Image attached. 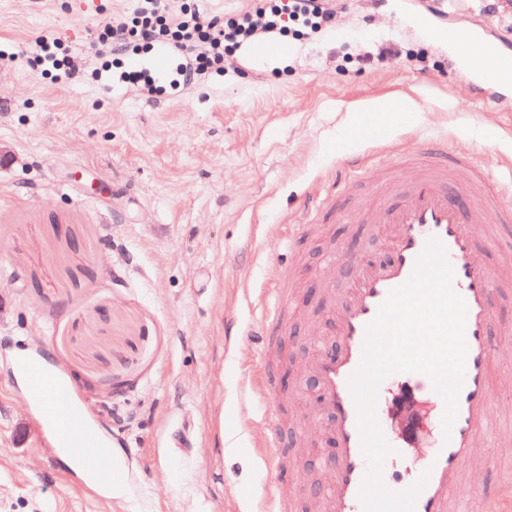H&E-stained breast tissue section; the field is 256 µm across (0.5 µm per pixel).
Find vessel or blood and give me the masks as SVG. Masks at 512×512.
I'll use <instances>...</instances> for the list:
<instances>
[{"label": "vessel or blood", "instance_id": "1", "mask_svg": "<svg viewBox=\"0 0 512 512\" xmlns=\"http://www.w3.org/2000/svg\"><path fill=\"white\" fill-rule=\"evenodd\" d=\"M454 43L461 49L458 61L470 71L476 94L488 93L496 99L512 96V57H502L499 42L475 27L460 32ZM488 57L500 59L505 70L500 80L483 75L481 62ZM170 61V50L159 47L149 58H135L131 64L161 78ZM404 161L410 174L397 182L392 193L377 203L360 194L352 204L351 223L363 225L366 238L378 243L382 259L362 261L339 246L326 262L331 274L348 268L352 275L347 288L327 284L322 312L330 334L305 360L306 373L317 388L315 414L326 436L328 460L334 465L321 495L323 512H365L360 489L369 464L349 379L360 366L368 325L390 292L409 279L433 237L446 249L454 271L452 288L467 307V355L457 417L450 435H437L433 451L422 463L430 475L415 512H469L474 501L479 512H512V479L487 495L469 482L466 471L478 440L494 445L499 436L492 418L496 394L490 375L495 338L505 326L494 303L496 278L485 252L491 241L512 242V205L502 203L504 196H512V182L492 178L474 154L454 152L444 143L416 147ZM275 296L274 306L249 331L257 344L253 360L257 372L267 369L271 330L280 325L293 293L283 286ZM13 368L22 375L29 400L48 419L52 438H64L73 468L99 489H111L123 480L125 467L109 442L97 439L83 408L73 401L70 386L51 376L32 355L16 356ZM281 442V429L274 425L261 443L264 464L274 474L283 469Z\"/></svg>", "mask_w": 512, "mask_h": 512}]
</instances>
